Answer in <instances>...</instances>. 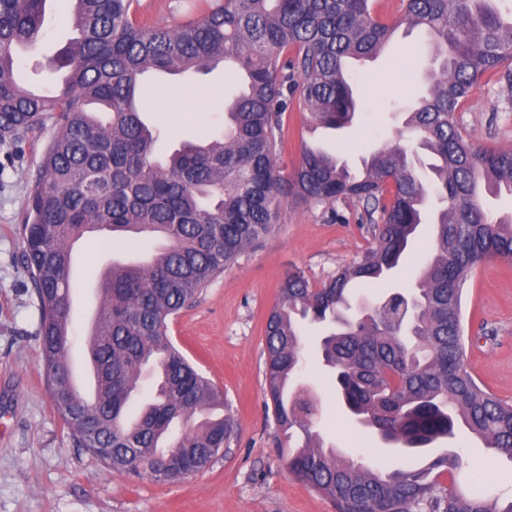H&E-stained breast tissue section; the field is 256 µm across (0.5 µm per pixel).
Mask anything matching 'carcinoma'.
<instances>
[{"mask_svg": "<svg viewBox=\"0 0 512 512\" xmlns=\"http://www.w3.org/2000/svg\"><path fill=\"white\" fill-rule=\"evenodd\" d=\"M47 0H0V143L56 128L33 176L24 224L26 271L37 298V341L57 415L72 440L107 468L175 482L193 465L221 457L236 437L217 414L224 392L200 373L168 336V322L234 265L279 216L290 193L316 206L338 200L366 206L372 245L361 259L320 286L300 271L279 285L265 335V386L277 426L294 427L305 444L288 449V472L331 498L337 512H512V498L460 493L441 476L456 458L433 455L411 470L382 472L328 450L311 430L316 407L300 394L284 401L283 384L301 361V320L333 328L319 349L336 393L356 422L386 445L419 449L452 438L461 424L512 462V404L501 401L466 366L467 289L490 258L512 259V216H494L485 191L512 195V150L481 149L463 135L458 112L486 76L512 89V6L498 0H402L392 22L374 16L375 0H195L171 27L141 17L138 0H70L76 32L46 58L64 72L44 96L14 78V53L43 39ZM405 25L427 30L438 68L409 107L406 127L434 162L433 190L446 203L431 224V251L415 292L407 331L399 306L352 317L350 290L387 277L423 224L428 188L416 160L397 147L346 161L305 150L288 170L277 164L286 113L298 98L310 120L340 129L353 121L368 83L349 63L376 58ZM227 64L242 88L224 104V129L209 140L188 132L161 159L160 132L140 96L148 74L209 73ZM96 225L117 234L161 233L167 246L149 264L113 263L101 281L103 317L91 353L102 373L101 397L87 403L70 385L67 319L73 244ZM160 378L133 420L128 405L142 382Z\"/></svg>", "mask_w": 512, "mask_h": 512, "instance_id": "1", "label": "carcinoma"}]
</instances>
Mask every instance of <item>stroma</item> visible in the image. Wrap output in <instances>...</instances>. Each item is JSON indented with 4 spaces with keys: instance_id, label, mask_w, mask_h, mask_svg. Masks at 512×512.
<instances>
[{
    "instance_id": "1",
    "label": "stroma",
    "mask_w": 512,
    "mask_h": 512,
    "mask_svg": "<svg viewBox=\"0 0 512 512\" xmlns=\"http://www.w3.org/2000/svg\"><path fill=\"white\" fill-rule=\"evenodd\" d=\"M65 15L66 0H49L43 41L17 57L15 75L21 82L39 90L56 85L59 76L46 68L45 58L69 36ZM430 53L428 35L416 29L380 55L372 70L384 81L370 86L350 128L310 131L306 108H294L280 165L296 166L305 142L340 152L353 164L382 146L411 148L393 108L409 106L408 93L421 87ZM145 87L154 101L149 119L164 135V150L184 131L209 136L223 129L224 102L235 91L220 70L194 75L187 87L180 78L152 75ZM503 105L496 82L483 81L473 89L459 114L472 144L512 149V112ZM52 134L48 128L0 144V512H336L332 501L289 473L288 458L277 449L282 434L266 408L264 325L288 274L301 270L316 285L360 259L371 243L364 204L340 200L328 210L282 196L280 217L269 233L170 322L172 342L223 389L238 438L223 458L179 482L130 477L107 470L74 446L53 409L36 339L40 311L24 272L22 220L31 176ZM75 248L72 300L77 303L95 288L98 271L128 251L116 243L99 255L87 238ZM427 250L426 239L417 240L392 285L368 284L359 288V296L374 302L389 289L409 288ZM464 327L469 372L484 389L512 403V261L492 258L476 268ZM321 334L320 326L305 327L299 372L302 388L320 412L316 430L327 443L370 466H418L422 453L380 447L345 418L318 358ZM438 448L457 459L458 490L468 494L480 484L486 492L512 495V462L494 456L465 429Z\"/></svg>"
}]
</instances>
